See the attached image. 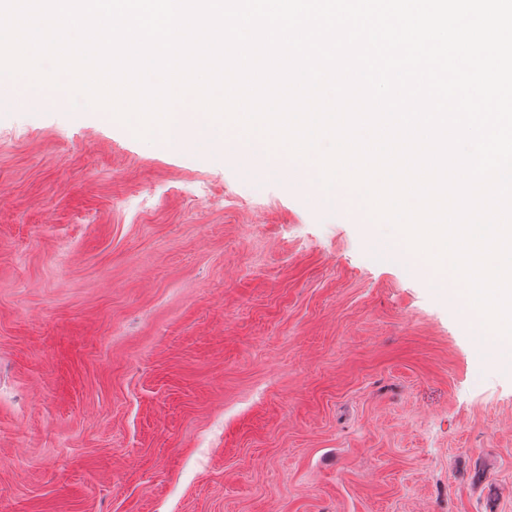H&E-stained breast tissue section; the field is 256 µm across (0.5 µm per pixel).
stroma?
<instances>
[{
    "label": "stroma",
    "mask_w": 512,
    "mask_h": 512,
    "mask_svg": "<svg viewBox=\"0 0 512 512\" xmlns=\"http://www.w3.org/2000/svg\"><path fill=\"white\" fill-rule=\"evenodd\" d=\"M0 512H512V371L287 179L0 110Z\"/></svg>",
    "instance_id": "1"
}]
</instances>
